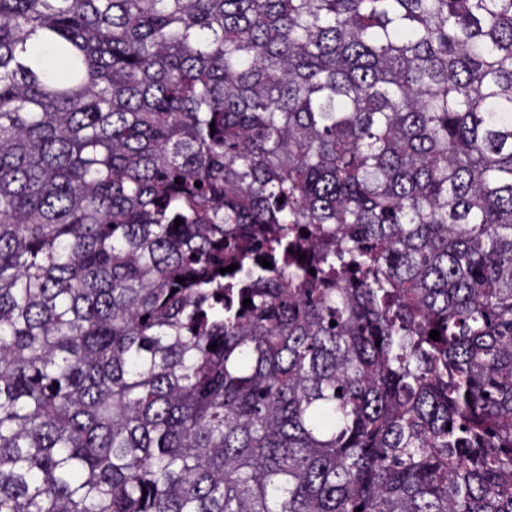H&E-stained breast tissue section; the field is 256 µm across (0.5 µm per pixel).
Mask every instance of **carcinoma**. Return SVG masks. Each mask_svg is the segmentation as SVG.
I'll use <instances>...</instances> for the list:
<instances>
[{
    "instance_id": "cac0c4a2",
    "label": "carcinoma",
    "mask_w": 512,
    "mask_h": 512,
    "mask_svg": "<svg viewBox=\"0 0 512 512\" xmlns=\"http://www.w3.org/2000/svg\"><path fill=\"white\" fill-rule=\"evenodd\" d=\"M511 116L512 0H0V512H512Z\"/></svg>"
}]
</instances>
